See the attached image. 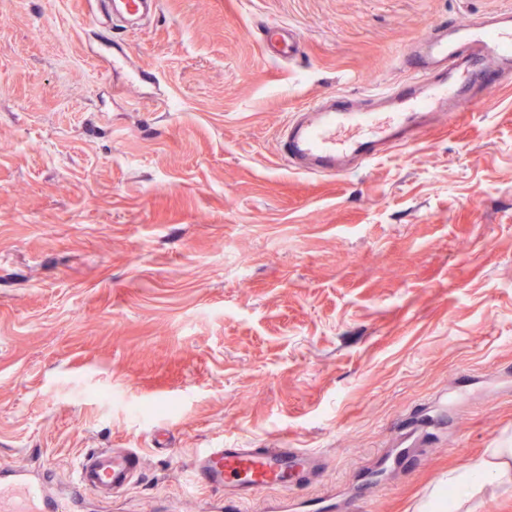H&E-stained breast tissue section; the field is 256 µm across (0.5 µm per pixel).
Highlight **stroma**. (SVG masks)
Instances as JSON below:
<instances>
[{"label":"stroma","instance_id":"35a3bbf8","mask_svg":"<svg viewBox=\"0 0 512 512\" xmlns=\"http://www.w3.org/2000/svg\"><path fill=\"white\" fill-rule=\"evenodd\" d=\"M511 2L159 0L113 32L0 0V466L62 493L138 448L78 512H221L187 460L285 445L318 476L238 512H417L512 446V83L349 175L277 155L308 105L411 80L415 38ZM458 512H512V483Z\"/></svg>","mask_w":512,"mask_h":512}]
</instances>
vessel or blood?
I'll return each instance as SVG.
<instances>
[{
    "label": "vessel or blood",
    "instance_id": "vessel-or-blood-1",
    "mask_svg": "<svg viewBox=\"0 0 512 512\" xmlns=\"http://www.w3.org/2000/svg\"><path fill=\"white\" fill-rule=\"evenodd\" d=\"M157 0H112V16L132 23L155 13ZM414 80L385 88L375 98L318 102L289 122L278 144L288 167L304 174L345 175L375 160L385 144L409 141L429 119L478 104L483 89L512 79V8L462 25L435 26L403 56ZM319 459L298 448H205L189 467L194 485L221 493L239 487L252 496L268 486L289 488ZM145 458L137 448H101L79 464L66 497L47 478L21 468H0V512H70L86 491L127 489Z\"/></svg>",
    "mask_w": 512,
    "mask_h": 512
}]
</instances>
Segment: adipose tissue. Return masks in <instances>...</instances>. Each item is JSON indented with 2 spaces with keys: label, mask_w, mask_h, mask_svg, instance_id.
I'll use <instances>...</instances> for the list:
<instances>
[{
  "label": "adipose tissue",
  "mask_w": 512,
  "mask_h": 512,
  "mask_svg": "<svg viewBox=\"0 0 512 512\" xmlns=\"http://www.w3.org/2000/svg\"><path fill=\"white\" fill-rule=\"evenodd\" d=\"M504 481L512 478V448H497L492 459L478 465L475 475L466 474L449 478L447 492H434L425 502L420 512H436L439 506H448L455 512L458 504L471 500L476 488V479Z\"/></svg>",
  "instance_id": "obj_1"
}]
</instances>
